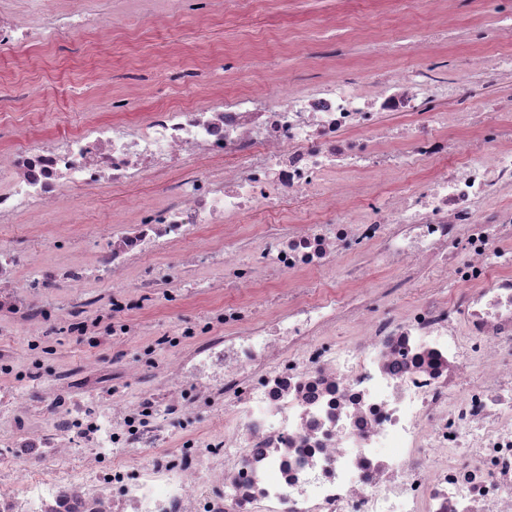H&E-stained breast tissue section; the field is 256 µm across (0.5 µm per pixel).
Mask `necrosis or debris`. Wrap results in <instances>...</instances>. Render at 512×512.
<instances>
[{"mask_svg":"<svg viewBox=\"0 0 512 512\" xmlns=\"http://www.w3.org/2000/svg\"><path fill=\"white\" fill-rule=\"evenodd\" d=\"M131 18L123 0L107 19L94 0L43 15L0 0V49L79 42ZM343 53L329 44L332 70L305 84L273 85L255 56L242 87L189 109L137 116L133 97L113 95L107 117L75 131L0 133V224L181 173L159 202H123L90 256L33 262L0 240V317L29 355L27 385L0 417V512H512V206L497 201L512 192V121L487 124L466 91L486 72L511 84L512 55L464 57L448 75L344 68ZM317 202L320 219L290 224L253 260L229 238L209 251L241 294L216 312L223 335L160 372L117 359L79 388L43 392L39 358L58 325L45 297L108 281L112 333L131 335L126 270L201 229ZM353 246L359 279L340 271ZM265 267L280 278L273 312ZM321 270L336 288L315 298L307 278ZM423 279L408 305L375 310ZM133 377L136 397L119 400ZM187 390L217 423L177 437L195 412ZM88 451L93 466L73 464Z\"/></svg>","mask_w":512,"mask_h":512,"instance_id":"1","label":"necrosis or debris"}]
</instances>
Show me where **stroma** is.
Listing matches in <instances>:
<instances>
[{
  "mask_svg": "<svg viewBox=\"0 0 512 512\" xmlns=\"http://www.w3.org/2000/svg\"><path fill=\"white\" fill-rule=\"evenodd\" d=\"M223 7V17L204 22L193 0H182L175 14L164 21L150 15L138 16L130 29L104 37L90 36L76 51L65 47L30 48L6 56L0 61V98L18 95L22 101L13 112L0 115V124L14 135L64 133L79 128L93 115L106 114L108 101L94 94L91 69L85 63L95 53L101 54L103 65L114 74L113 92L128 95L137 91L139 72L134 60L162 59V66L149 75L153 92L143 96L140 104L141 111L148 112L159 105H195L203 90L223 92L225 50L238 55L249 53L262 30H278L282 37L281 43L270 45L267 54L275 77L296 83L304 80L308 69L317 66L314 50L344 35L336 23V0H223ZM432 17L427 0H414L409 9L391 18L388 29L376 41L359 37L351 42V51L377 66H392L397 62L392 47L413 44L414 28ZM181 69L198 71L195 84L175 80V72ZM124 195V190L119 189L92 197L74 196L70 204L83 212L84 218L65 229L63 248H54L23 219L0 224V238L14 241L22 251H35L46 258L100 249L103 238L87 239L86 227L106 223L113 202ZM211 281L209 271H200L198 288L180 309L170 306L163 289H125V316L135 327V334L118 340L108 326L91 338L60 330L51 339V353L42 361L45 378L52 381L62 374L75 381L93 364H108L116 358L134 367L161 369L173 358L164 335L187 325L200 326L202 320L210 318L213 305L235 298L234 289L212 287Z\"/></svg>",
  "mask_w": 512,
  "mask_h": 512,
  "instance_id": "stroma-1",
  "label": "stroma"
}]
</instances>
